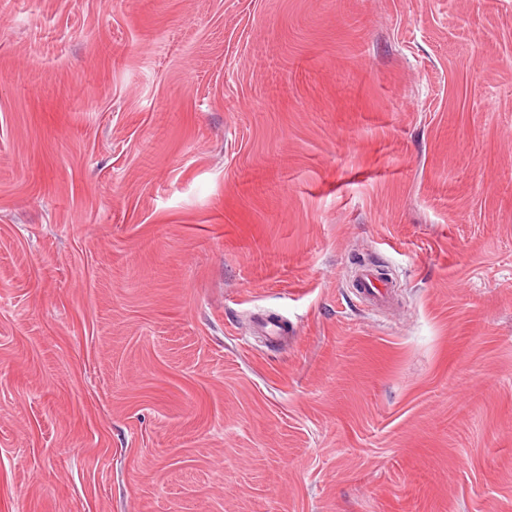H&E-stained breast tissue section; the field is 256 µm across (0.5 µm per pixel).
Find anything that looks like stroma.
Segmentation results:
<instances>
[{
    "mask_svg": "<svg viewBox=\"0 0 512 512\" xmlns=\"http://www.w3.org/2000/svg\"><path fill=\"white\" fill-rule=\"evenodd\" d=\"M0 512H512V0H0ZM357 292L375 309H387L392 305L391 286L376 276L370 269L361 268L356 279Z\"/></svg>",
    "mask_w": 512,
    "mask_h": 512,
    "instance_id": "stroma-1",
    "label": "stroma"
}]
</instances>
